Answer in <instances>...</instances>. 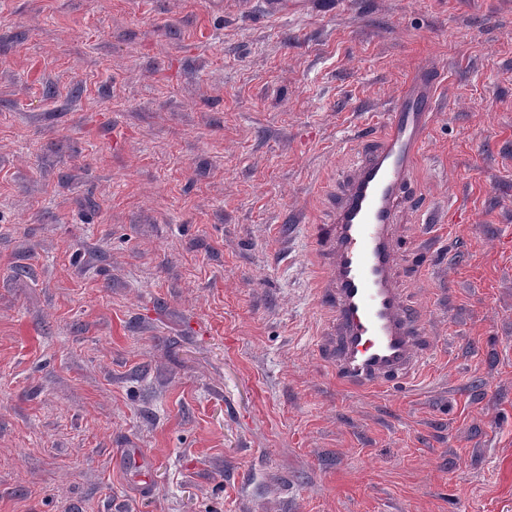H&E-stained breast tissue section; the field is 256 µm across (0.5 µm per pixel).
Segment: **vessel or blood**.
Instances as JSON below:
<instances>
[{
    "mask_svg": "<svg viewBox=\"0 0 512 512\" xmlns=\"http://www.w3.org/2000/svg\"><path fill=\"white\" fill-rule=\"evenodd\" d=\"M438 75L421 69L334 192L333 220L315 227L333 312L326 344L337 378L353 389L407 378L422 366L426 326L399 286L395 221L413 202L412 168L433 117Z\"/></svg>",
    "mask_w": 512,
    "mask_h": 512,
    "instance_id": "obj_1",
    "label": "vessel or blood"
}]
</instances>
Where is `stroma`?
Wrapping results in <instances>:
<instances>
[{
	"mask_svg": "<svg viewBox=\"0 0 512 512\" xmlns=\"http://www.w3.org/2000/svg\"><path fill=\"white\" fill-rule=\"evenodd\" d=\"M321 2L0 0V512H512V0ZM425 65L431 351L354 392L310 228Z\"/></svg>",
	"mask_w": 512,
	"mask_h": 512,
	"instance_id": "1",
	"label": "stroma"
}]
</instances>
